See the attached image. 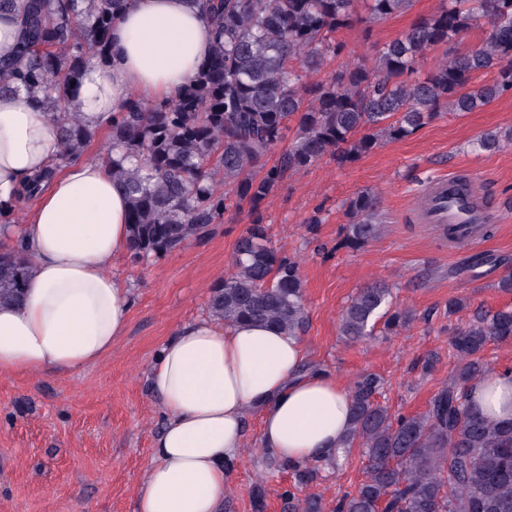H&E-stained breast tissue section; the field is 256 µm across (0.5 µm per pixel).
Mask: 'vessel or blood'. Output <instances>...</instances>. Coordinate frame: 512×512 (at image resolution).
Here are the masks:
<instances>
[{
	"mask_svg": "<svg viewBox=\"0 0 512 512\" xmlns=\"http://www.w3.org/2000/svg\"><path fill=\"white\" fill-rule=\"evenodd\" d=\"M474 182L460 183L457 177L430 182L421 197L418 218L423 224L453 225L461 242L473 241L472 227L487 221L486 211L477 208Z\"/></svg>",
	"mask_w": 512,
	"mask_h": 512,
	"instance_id": "vessel-or-blood-1",
	"label": "vessel or blood"
}]
</instances>
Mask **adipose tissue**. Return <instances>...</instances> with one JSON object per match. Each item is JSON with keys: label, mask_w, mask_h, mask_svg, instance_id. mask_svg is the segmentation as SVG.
I'll return each mask as SVG.
<instances>
[{"label": "adipose tissue", "mask_w": 512, "mask_h": 512, "mask_svg": "<svg viewBox=\"0 0 512 512\" xmlns=\"http://www.w3.org/2000/svg\"><path fill=\"white\" fill-rule=\"evenodd\" d=\"M111 39V63L88 64L75 91L97 131L131 98L177 99L208 57L212 31L187 0H130ZM45 173L48 185L16 229L30 273L22 303L0 305V373L78 372L107 357L128 326L130 293L111 266L130 247L129 202L111 156L63 160L56 114L40 99L1 94L0 200ZM306 363L300 338L274 326L206 316L181 326L148 375L164 426L135 512H222L226 467L241 452L250 411L272 456H334L351 426L350 393ZM471 401L487 421H512V373L482 378Z\"/></svg>", "instance_id": "adipose-tissue-1"}]
</instances>
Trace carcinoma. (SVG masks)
I'll list each match as a JSON object with an SVG mask.
<instances>
[{
  "instance_id": "1",
  "label": "carcinoma",
  "mask_w": 512,
  "mask_h": 512,
  "mask_svg": "<svg viewBox=\"0 0 512 512\" xmlns=\"http://www.w3.org/2000/svg\"><path fill=\"white\" fill-rule=\"evenodd\" d=\"M129 0H25L20 58L0 62V93L44 92V105L62 115L59 134L68 159L95 136L76 107L74 84L90 63L112 57V23ZM199 5L214 40L209 59L181 97L145 105L132 100L108 126L109 147L128 163L112 175L129 201L130 258L161 256L203 237L223 217L229 196L217 176L234 185L251 207V224L238 238L231 271L212 286L210 315L226 324L259 323L297 335L306 324L300 268L269 236L261 203L290 174L328 156L340 167L382 140H401L447 111L472 112L512 94V0H443L402 36L374 48L373 62L340 66L325 81L305 77L339 57L336 33L408 12L413 0H188ZM483 37L461 48L474 28ZM444 59L421 78L415 65L431 51ZM492 71V83L474 76ZM295 125L279 161L264 154ZM39 176L13 202L0 203V231L16 223L18 205L42 190ZM343 246L360 249L384 229L379 199L361 192L347 204ZM30 270L22 246L0 253V304L22 301ZM393 329L412 312L392 308L389 288H362L343 310L340 331L350 340L373 334L378 321ZM512 340V308L481 311L452 331L456 376L441 386L423 414L393 416L376 401L382 379L359 376L351 386L352 426L343 442L368 459L354 493L336 512H512V422L480 417L468 391L485 374L477 354L487 342ZM280 467L302 485L316 468ZM288 512H322L316 498L281 494Z\"/></svg>"
}]
</instances>
